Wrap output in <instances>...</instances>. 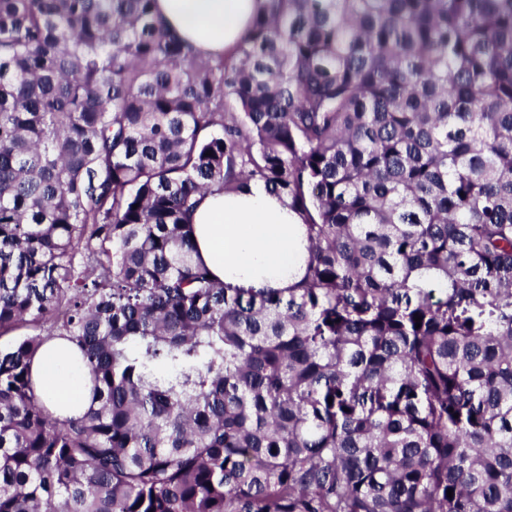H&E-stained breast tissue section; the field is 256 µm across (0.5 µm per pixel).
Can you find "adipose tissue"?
I'll list each match as a JSON object with an SVG mask.
<instances>
[{
  "mask_svg": "<svg viewBox=\"0 0 512 512\" xmlns=\"http://www.w3.org/2000/svg\"><path fill=\"white\" fill-rule=\"evenodd\" d=\"M263 0H156L158 17L201 56L241 43ZM196 259L226 287L283 290L300 281L308 261L306 229L285 196L263 184L206 193L191 218ZM70 342L49 341L35 356L32 380L56 415L78 416L91 397L87 369L76 367Z\"/></svg>",
  "mask_w": 512,
  "mask_h": 512,
  "instance_id": "1",
  "label": "adipose tissue"
}]
</instances>
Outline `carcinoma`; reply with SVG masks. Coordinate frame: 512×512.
<instances>
[{
  "label": "carcinoma",
  "instance_id": "1",
  "mask_svg": "<svg viewBox=\"0 0 512 512\" xmlns=\"http://www.w3.org/2000/svg\"><path fill=\"white\" fill-rule=\"evenodd\" d=\"M154 2L0 0V512H512V0H264L206 60ZM251 182L284 292L193 257ZM190 224L196 259L228 288L284 290L305 275L303 221L285 196L261 183L238 193H206ZM67 349L76 350L66 340L49 341L34 358L32 380L36 393L50 403L56 415L77 417L90 400L91 382L87 369L77 368Z\"/></svg>",
  "mask_w": 512,
  "mask_h": 512
}]
</instances>
